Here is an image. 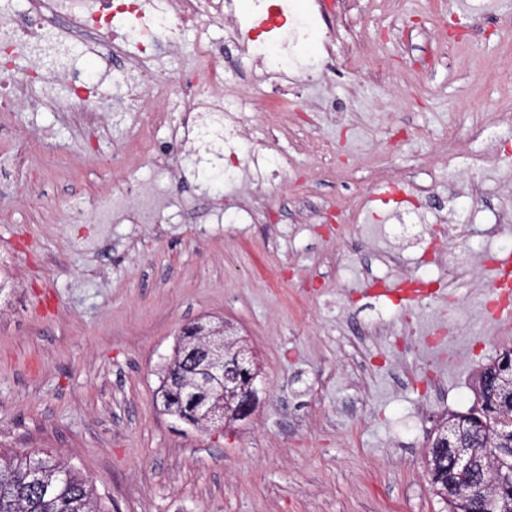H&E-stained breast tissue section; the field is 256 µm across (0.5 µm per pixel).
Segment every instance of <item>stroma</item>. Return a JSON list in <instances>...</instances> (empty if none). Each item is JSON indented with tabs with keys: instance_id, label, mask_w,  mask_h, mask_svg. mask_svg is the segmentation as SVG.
I'll return each instance as SVG.
<instances>
[{
	"instance_id": "stroma-1",
	"label": "stroma",
	"mask_w": 512,
	"mask_h": 512,
	"mask_svg": "<svg viewBox=\"0 0 512 512\" xmlns=\"http://www.w3.org/2000/svg\"><path fill=\"white\" fill-rule=\"evenodd\" d=\"M373 7L350 0L367 39L384 44L350 74L285 89L264 79L268 103L290 113L266 149L267 212L251 224L224 201L252 187L208 165L183 169V194L161 223L132 224L120 211L108 224L70 222V209L107 206L114 181L152 177L135 161L122 172L80 165L89 148L122 154L128 120L84 143L48 88L38 111L0 114L23 135L48 133L70 164L0 192V255L14 281L0 294V449L79 468L105 512H446L426 468L434 426L475 409L479 371L512 348V330L481 313L492 269L478 261L461 274L453 320L442 296L402 301L370 284L445 280L420 251L429 225L470 222L452 259L480 252L493 214L512 215V135L492 125L512 111V25L475 47L448 35L459 18H512V0H391L376 24ZM199 38L187 31L164 45L143 107L162 104ZM68 58L112 93L113 60L92 45ZM479 121L496 153L477 168ZM317 140L327 153L304 151ZM375 164L407 191L432 185L438 212L369 203ZM476 179L478 201L467 194ZM333 203L357 206L358 222L331 237L303 222ZM393 248L397 267L386 263ZM407 317L416 337L401 352L393 341ZM220 319L256 355L260 404L201 432L164 413L162 379L183 327Z\"/></svg>"
}]
</instances>
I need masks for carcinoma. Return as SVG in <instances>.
I'll return each instance as SVG.
<instances>
[{"instance_id":"1","label":"carcinoma","mask_w":512,"mask_h":512,"mask_svg":"<svg viewBox=\"0 0 512 512\" xmlns=\"http://www.w3.org/2000/svg\"><path fill=\"white\" fill-rule=\"evenodd\" d=\"M172 376L167 394L172 416L214 402L215 393L198 384V376L179 362L168 368ZM483 426L475 427L466 416H458V444L481 458L492 448L512 445V384L498 379L481 406ZM448 420H443L430 442L427 473L436 494L448 503V512H482L483 497L495 496L512 512V471L495 462L470 479L465 498L448 497V451L437 448ZM0 512H103L90 480L78 469L55 463L25 451L0 452Z\"/></svg>"}]
</instances>
